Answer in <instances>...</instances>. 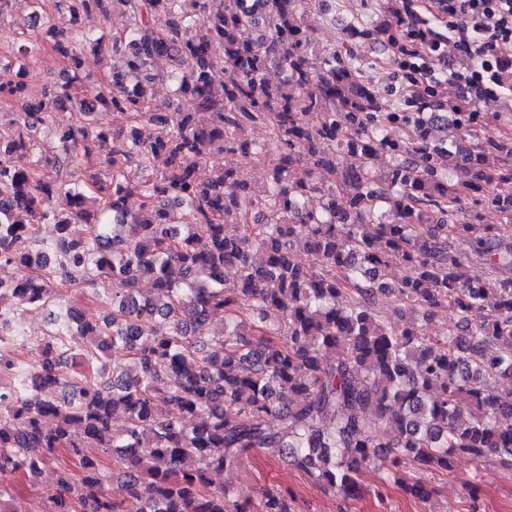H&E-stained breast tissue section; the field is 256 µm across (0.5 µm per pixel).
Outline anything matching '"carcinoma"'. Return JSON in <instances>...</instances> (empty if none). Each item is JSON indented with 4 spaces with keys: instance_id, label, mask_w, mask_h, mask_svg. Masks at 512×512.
Here are the masks:
<instances>
[{
    "instance_id": "cac0c4a2",
    "label": "carcinoma",
    "mask_w": 512,
    "mask_h": 512,
    "mask_svg": "<svg viewBox=\"0 0 512 512\" xmlns=\"http://www.w3.org/2000/svg\"><path fill=\"white\" fill-rule=\"evenodd\" d=\"M316 4L54 0L48 11L29 0L35 39L24 35L0 67L46 48L66 80L39 97L22 85L9 93L21 111L0 116V268L31 269L0 277V313L49 305L57 274L112 290L103 315H55L27 379L0 386V512H298L287 487L242 501L215 483L255 448L286 449L348 500L372 466L427 512L438 492L423 472H448L458 455L478 465L496 455L512 470V391L489 384L512 380V225L474 223L486 208L512 219V137L477 136L497 114L455 112L458 137H477L461 154L457 137L435 135L432 113L383 111L355 55L324 49L311 65ZM114 14L129 27L110 44L80 28ZM358 26L398 41L388 0ZM88 52L122 64L92 85L80 74ZM272 64L279 84L265 77ZM161 76L172 101L155 97ZM116 111L128 132L100 121ZM255 127L266 143L251 140ZM216 149L224 165L200 174ZM271 151L264 185L240 179V163ZM33 152L38 164H18ZM59 192L65 210L52 206ZM313 197L321 209L307 208ZM177 209L193 218L185 231ZM38 224L55 238L40 240ZM301 248L316 269L296 260ZM395 264L404 275L390 282ZM386 294L402 311L376 307ZM441 308L456 327L425 334ZM159 321L168 332L157 336ZM208 322L223 331L205 342L196 328ZM60 332L83 360L71 378L58 371ZM111 350L125 365L107 377L95 364ZM53 463L59 492L43 504L3 486L16 476L33 485Z\"/></svg>"
}]
</instances>
